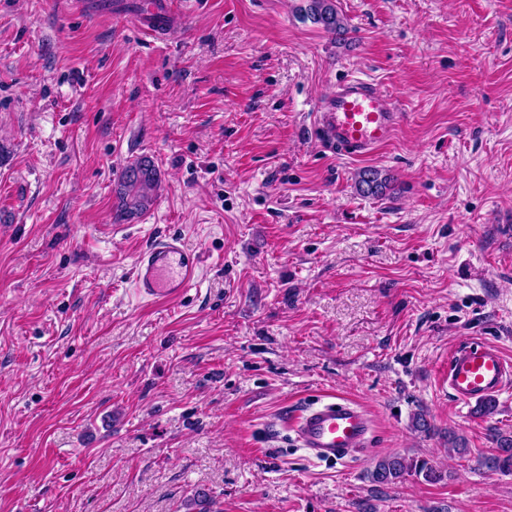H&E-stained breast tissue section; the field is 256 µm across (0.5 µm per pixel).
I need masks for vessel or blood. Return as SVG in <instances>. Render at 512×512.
Instances as JSON below:
<instances>
[{"label":"vessel or blood","instance_id":"vessel-or-blood-1","mask_svg":"<svg viewBox=\"0 0 512 512\" xmlns=\"http://www.w3.org/2000/svg\"><path fill=\"white\" fill-rule=\"evenodd\" d=\"M172 12L170 0H149L139 21L142 33L165 37L162 17ZM403 118L389 107L373 84L350 77L337 84L319 116V128L337 155L364 158L385 146ZM199 252L180 239L161 241L138 258L134 269L136 292L150 301H174L191 287L201 266ZM512 387V360L488 342L468 339L448 355V393L467 404L497 396ZM286 424L300 446L320 460L340 461L370 446L373 424L360 405L328 397L291 412Z\"/></svg>","mask_w":512,"mask_h":512}]
</instances>
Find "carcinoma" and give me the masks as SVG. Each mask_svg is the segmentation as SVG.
Segmentation results:
<instances>
[{
    "label": "carcinoma",
    "mask_w": 512,
    "mask_h": 512,
    "mask_svg": "<svg viewBox=\"0 0 512 512\" xmlns=\"http://www.w3.org/2000/svg\"><path fill=\"white\" fill-rule=\"evenodd\" d=\"M304 19L343 38L348 33L346 17L338 10L336 0H304L300 7ZM160 174L152 161L142 158L127 165L121 172L114 193L117 199L116 218L134 219L147 212L153 205L160 187ZM388 186V179L380 178L378 171L364 169L358 173V188L363 194L381 195ZM499 454L485 459V465L503 471H512V436H500ZM413 473L427 482H438L445 474L425 458L407 460L398 455L379 459L369 472L372 482L395 484L405 475Z\"/></svg>",
    "instance_id": "1"
}]
</instances>
